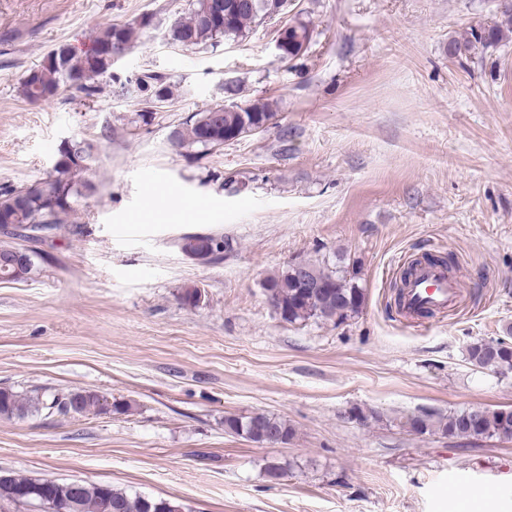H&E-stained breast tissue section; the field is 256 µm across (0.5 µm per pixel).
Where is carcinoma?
<instances>
[{"label": "carcinoma", "mask_w": 512, "mask_h": 512, "mask_svg": "<svg viewBox=\"0 0 512 512\" xmlns=\"http://www.w3.org/2000/svg\"><path fill=\"white\" fill-rule=\"evenodd\" d=\"M229 0H191L188 11L178 16L168 29L172 43L194 48L215 47L221 39L238 40L247 37L270 14L271 0H239V4L223 14L220 24L208 21L206 14L216 3ZM147 24L109 25L91 39L99 47L96 53L75 50L61 43L50 50L40 65L27 71L22 79L20 95L30 103H42L55 97L60 88L78 82L76 89L87 97L97 93L95 80L112 73L117 58L112 47L120 46L123 57L140 39ZM512 34V0H502L499 19L491 25L478 24L469 27L458 39L448 43V54L461 56L481 46L498 45ZM312 38L309 25L303 21L288 24V48L283 60H294L307 50ZM139 80L145 85V97L161 94L165 99L174 96L176 85L165 76L148 72ZM230 103L224 107L221 124L211 123V109L197 112L170 131L171 144L180 149L197 148L204 155L207 151L224 145V141H237L253 133L257 127L268 126L276 118L270 102L254 101L241 104L236 101L240 93V81L232 80L224 86ZM97 146L83 138L74 137L62 144L56 154L57 166L44 178L20 187L0 190V223L20 224L33 233L23 241L38 245L30 254V262L14 265L0 262V282H24L41 270L46 253L40 249L50 239V234L60 227L63 218L75 211L79 199L87 196L91 185L85 173L95 161ZM211 245L210 261L224 259V245L228 241L202 233H188L179 238L181 251H196L205 244ZM305 267L324 281L321 288L303 291L295 277V269L286 264L280 271L268 276L264 291L279 313L288 323L321 321L336 316L344 322L357 314L365 303V289L360 285V269L344 255L336 258L332 266H320L309 261ZM468 357L480 369L499 372L512 371V350H493L483 341L470 344ZM131 406L125 402H113L109 397L92 390L61 392L51 387H36L26 392L12 388H0V418L25 419L45 413L49 416L87 417L104 414H126ZM478 426L465 424L466 411L462 410L432 419L430 414L410 416L403 426L412 428L418 435L440 431L450 437L479 441L496 438L512 442V408H479ZM225 431L257 443H268L269 436L276 434L282 442H288L294 434L288 422L274 414L254 413L248 416L224 417ZM75 499L77 507L64 512H185L183 504L164 497L129 494L110 484L54 478H31L21 474L0 473V499L16 507H38L41 500H52L65 505Z\"/></svg>", "instance_id": "cac0c4a2"}]
</instances>
